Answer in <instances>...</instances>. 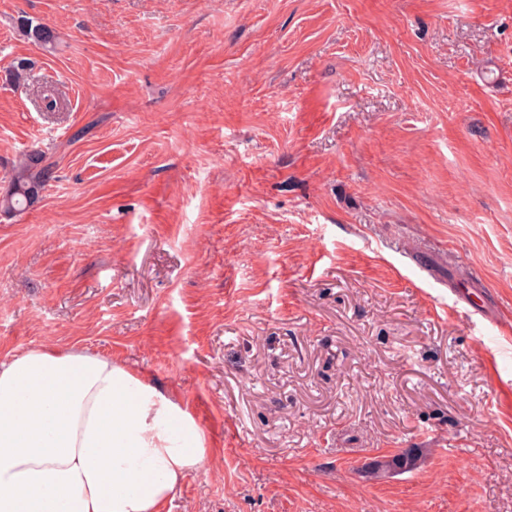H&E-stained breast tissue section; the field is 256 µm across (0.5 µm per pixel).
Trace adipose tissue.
Instances as JSON below:
<instances>
[{
	"instance_id": "adipose-tissue-1",
	"label": "adipose tissue",
	"mask_w": 512,
	"mask_h": 512,
	"mask_svg": "<svg viewBox=\"0 0 512 512\" xmlns=\"http://www.w3.org/2000/svg\"><path fill=\"white\" fill-rule=\"evenodd\" d=\"M208 456L189 408L111 358L0 363V512H165Z\"/></svg>"
}]
</instances>
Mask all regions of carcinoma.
<instances>
[{"instance_id": "carcinoma-1", "label": "carcinoma", "mask_w": 512, "mask_h": 512, "mask_svg": "<svg viewBox=\"0 0 512 512\" xmlns=\"http://www.w3.org/2000/svg\"><path fill=\"white\" fill-rule=\"evenodd\" d=\"M19 29L28 39L42 47H53L57 36L45 24H32L22 19ZM42 151L33 149L27 152L14 169L8 186L0 192V209L6 213L21 212L35 204L41 191L51 178V171L44 164ZM423 450L403 448L389 456H377L362 467L364 477L380 480L400 472H410L420 466Z\"/></svg>"}]
</instances>
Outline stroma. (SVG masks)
I'll use <instances>...</instances> for the list:
<instances>
[{
    "instance_id": "1",
    "label": "stroma",
    "mask_w": 512,
    "mask_h": 512,
    "mask_svg": "<svg viewBox=\"0 0 512 512\" xmlns=\"http://www.w3.org/2000/svg\"><path fill=\"white\" fill-rule=\"evenodd\" d=\"M34 147L0 362L188 403L166 512H512V0H0V189ZM18 27L24 36L42 47L51 48L56 43L57 36L54 30L45 24L33 25L32 22L21 19ZM423 458L421 448H402L389 456L371 458L362 467L363 476L380 480L400 472H410L420 466Z\"/></svg>"
}]
</instances>
